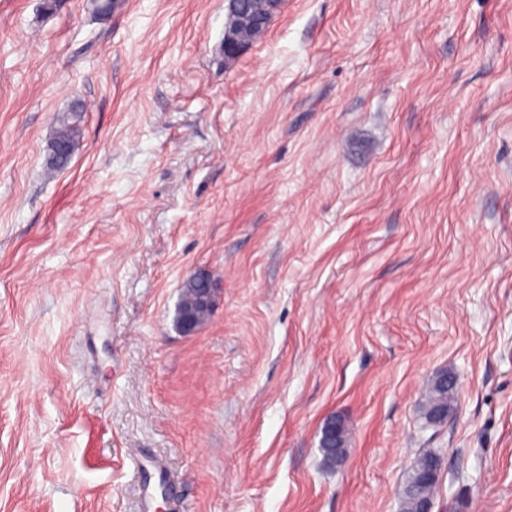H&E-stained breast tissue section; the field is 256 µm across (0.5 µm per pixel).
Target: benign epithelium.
<instances>
[{
	"mask_svg": "<svg viewBox=\"0 0 512 512\" xmlns=\"http://www.w3.org/2000/svg\"><path fill=\"white\" fill-rule=\"evenodd\" d=\"M227 28L224 34V56L228 60L237 58L252 45L253 34L269 27L279 11L281 0H228ZM199 284L198 308L211 312L215 303V284L202 272L187 277Z\"/></svg>",
	"mask_w": 512,
	"mask_h": 512,
	"instance_id": "obj_1",
	"label": "benign epithelium"
}]
</instances>
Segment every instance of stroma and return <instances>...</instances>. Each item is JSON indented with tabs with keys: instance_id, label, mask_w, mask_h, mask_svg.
<instances>
[{
	"instance_id": "obj_1",
	"label": "stroma",
	"mask_w": 512,
	"mask_h": 512,
	"mask_svg": "<svg viewBox=\"0 0 512 512\" xmlns=\"http://www.w3.org/2000/svg\"><path fill=\"white\" fill-rule=\"evenodd\" d=\"M105 2L0 0V512H512V0ZM227 28L224 34V56L236 59L252 45L253 34L267 29L279 11L281 0H228ZM81 117L82 112L75 109L57 120L58 126L55 136L48 146V157L46 160V172L48 175L65 167L70 161L74 152ZM188 281L198 283L200 288H197L198 291V308L204 311L212 312L215 303V293L217 288H215V284L211 281L210 277L202 272H195L192 275H189L181 284V287L184 286ZM194 288H182L181 294L179 297V301L176 307V321L178 320V316L180 310L184 309H192L197 312V315L204 319V322L208 320L210 315H206L197 311L196 308V292L193 290ZM195 312L187 313L181 323L179 324L180 332L185 335H191L195 333L201 326L199 325V321ZM448 382L447 385L444 383L443 377L437 375L433 383L426 389L425 392V403L423 406L422 418L424 423L427 425V417L429 414V420L432 423H439L445 418L448 417V409H452L453 404L455 402V393H456V383L453 385L452 381L455 379L453 376L448 374ZM447 378L445 380L447 381ZM447 403V405L437 404L430 410L432 404L436 402ZM430 410V413H429ZM435 456H438V454L433 452H425L420 454L413 462V465L411 466L408 472L406 481L402 489V512L433 511L434 504L432 505L427 501H421L417 509V503L421 499L431 500L433 503H435L440 486V475L429 482L423 483L419 480V475L421 471L428 465V463ZM428 476L429 474L427 472H424L420 475V478L422 480H425L428 478Z\"/></svg>"
}]
</instances>
